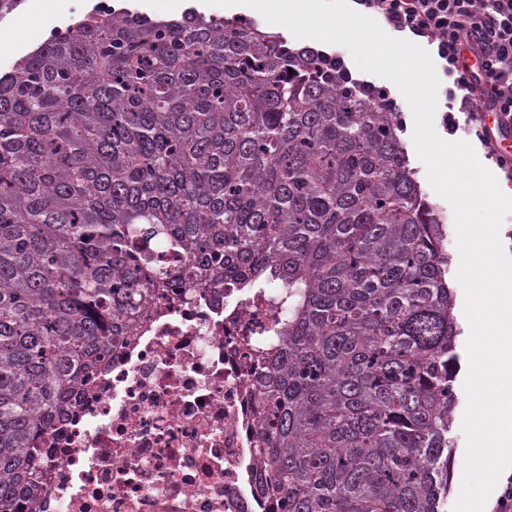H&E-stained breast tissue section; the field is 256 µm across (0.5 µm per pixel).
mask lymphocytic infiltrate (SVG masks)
Wrapping results in <instances>:
<instances>
[{
  "label": "lymphocytic infiltrate",
  "mask_w": 512,
  "mask_h": 512,
  "mask_svg": "<svg viewBox=\"0 0 512 512\" xmlns=\"http://www.w3.org/2000/svg\"><path fill=\"white\" fill-rule=\"evenodd\" d=\"M356 11L399 33L426 39L442 62L447 101L458 103L471 133L506 176L512 157L500 155L484 123L488 112L512 123V0H353Z\"/></svg>",
  "instance_id": "1"
}]
</instances>
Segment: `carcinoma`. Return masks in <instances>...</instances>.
Returning a JSON list of instances; mask_svg holds the SVG:
<instances>
[{
  "mask_svg": "<svg viewBox=\"0 0 512 512\" xmlns=\"http://www.w3.org/2000/svg\"><path fill=\"white\" fill-rule=\"evenodd\" d=\"M402 118L248 19L88 12L0 76V512L159 288L276 285L253 343L279 512H443L446 228ZM162 245L179 262L161 265Z\"/></svg>",
  "mask_w": 512,
  "mask_h": 512,
  "instance_id": "carcinoma-1",
  "label": "carcinoma"
}]
</instances>
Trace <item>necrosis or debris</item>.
I'll use <instances>...</instances> for the list:
<instances>
[{"label":"necrosis or debris","mask_w":512,"mask_h":512,"mask_svg":"<svg viewBox=\"0 0 512 512\" xmlns=\"http://www.w3.org/2000/svg\"><path fill=\"white\" fill-rule=\"evenodd\" d=\"M278 317L230 283L153 299L43 437L37 512H267L243 340Z\"/></svg>","instance_id":"necrosis-or-debris-1"}]
</instances>
